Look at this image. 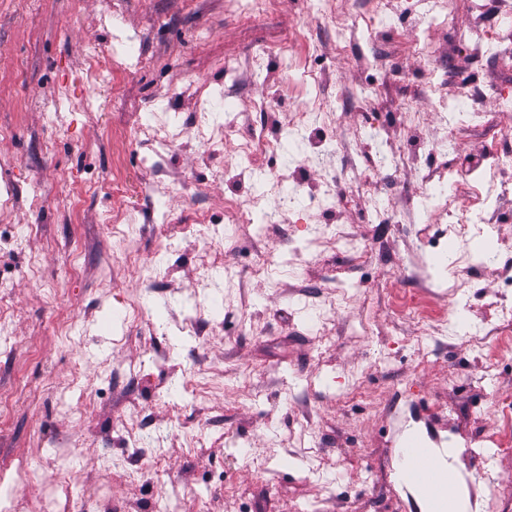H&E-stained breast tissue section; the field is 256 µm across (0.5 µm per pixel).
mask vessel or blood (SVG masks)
Masks as SVG:
<instances>
[{
	"label": "vessel or blood",
	"instance_id": "obj_1",
	"mask_svg": "<svg viewBox=\"0 0 512 512\" xmlns=\"http://www.w3.org/2000/svg\"><path fill=\"white\" fill-rule=\"evenodd\" d=\"M397 480L414 487L436 506H443L454 488L451 460L447 453L422 447L414 433H406L401 442Z\"/></svg>",
	"mask_w": 512,
	"mask_h": 512
}]
</instances>
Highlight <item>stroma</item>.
<instances>
[{
  "instance_id": "obj_1",
  "label": "stroma",
  "mask_w": 512,
  "mask_h": 512,
  "mask_svg": "<svg viewBox=\"0 0 512 512\" xmlns=\"http://www.w3.org/2000/svg\"><path fill=\"white\" fill-rule=\"evenodd\" d=\"M337 29L356 42L336 47L334 31L322 32L321 54L312 60L328 104L336 112L327 133L338 148L306 160L303 143L300 199L290 224L246 214L225 224L224 248L209 287H202L199 243L193 234L199 206L223 222L224 202L266 189L284 165L282 152L257 151L239 161L235 143L205 158L198 143L196 87L206 81L213 96L230 83L222 64L245 58L262 44L287 50L293 66L271 63L261 83L276 93L264 113L240 102L233 113L215 112L216 124L237 131L263 123L269 134L287 132L294 106L308 89L300 76L307 52L301 33L317 27L315 0H276L265 15L232 10L229 0H0V160L14 164L19 204L0 211V236L14 250L0 252V288L9 298L10 335H0V392L12 391V408L0 417V469L26 455L34 477L22 489L37 504L55 478L52 441L69 442V464L80 480L74 498L88 512H147L164 499L177 512H405L397 496L398 439L391 408L423 437L451 434L481 446V435L512 395V361L485 375L466 341L484 334L494 317L491 300L512 283V176L497 207L481 209L479 185L460 182L457 207L481 214L482 232L457 241L439 223L421 171L406 165L393 186L374 179L371 192L353 188L364 168L349 167L342 143L365 142L380 131L387 155L412 148L428 154V166L464 169L476 158L512 152V118L498 114V87L512 85V48L483 60L463 51L493 30L492 12L512 16V0H450L449 19L422 29L408 0H398L370 39L353 27V0H325ZM139 36L142 65L117 75L108 51L116 30ZM429 50L447 71L430 77L418 65ZM99 53L95 79L86 58ZM389 79L360 108L345 106L349 88L369 84L376 68ZM452 103L462 115L448 125L455 149L431 154L439 117ZM171 105L167 117L181 124L183 146L162 177L175 222L130 229L135 261L114 265V239L101 216L120 220L143 201L150 152L139 134L149 109ZM410 107L422 120L409 126L399 112ZM485 115L472 126L465 113ZM55 146L45 149L46 139ZM223 166V181L209 177ZM346 198L323 203L326 179ZM43 186L41 209L25 199ZM413 200L414 220L373 221L374 209L398 212ZM362 243L349 253L325 248L330 226ZM270 249L267 271L252 272L253 229ZM465 250L479 262L474 277L461 268L435 265L432 245ZM153 265L151 278L141 263ZM37 275H30V264ZM440 288L461 287L442 332L392 316L387 291L408 289L416 266ZM354 301L343 303L344 293ZM222 301L209 335H192L186 319L196 307ZM326 311L321 327L311 304ZM72 318L76 334L56 327ZM142 363L146 385L130 391L115 374ZM160 432L148 453L155 477L127 479L131 451L123 437L139 428ZM459 512L481 507L488 480L512 499V450L455 460Z\"/></svg>"
}]
</instances>
